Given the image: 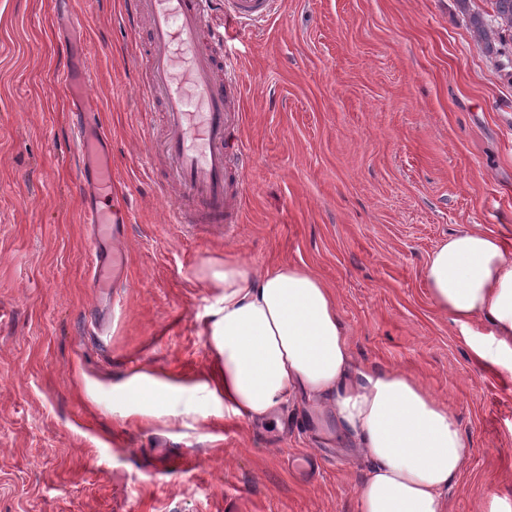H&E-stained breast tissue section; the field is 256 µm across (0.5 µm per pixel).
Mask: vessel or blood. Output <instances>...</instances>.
<instances>
[{
  "label": "vessel or blood",
  "mask_w": 512,
  "mask_h": 512,
  "mask_svg": "<svg viewBox=\"0 0 512 512\" xmlns=\"http://www.w3.org/2000/svg\"><path fill=\"white\" fill-rule=\"evenodd\" d=\"M277 0H224V20L216 22L212 0H131L130 20L150 19L149 43L141 64L140 86L146 107H161L167 130L163 150L175 166L178 190L190 203L171 210L173 224L231 226L241 220L246 152L230 154L226 144L242 115L233 105L238 93L234 74L225 72L218 53L227 30L272 16ZM91 68L67 72L65 83L75 111L88 102ZM79 183L92 202L87 211L97 233L111 229L117 217L112 198V160L104 149L106 134L92 123L76 131Z\"/></svg>",
  "instance_id": "b4317fda"
}]
</instances>
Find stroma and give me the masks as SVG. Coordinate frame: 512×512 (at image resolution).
I'll list each match as a JSON object with an SVG mask.
<instances>
[{
  "label": "stroma",
  "instance_id": "1",
  "mask_svg": "<svg viewBox=\"0 0 512 512\" xmlns=\"http://www.w3.org/2000/svg\"><path fill=\"white\" fill-rule=\"evenodd\" d=\"M489 0H279L230 32L250 162L240 224L169 223L161 108L141 105L146 22L78 0L90 94L127 194L121 287L90 285L54 0H0V512H357L369 468L327 416H233L205 386V330L231 251L307 266L352 358L448 401L467 454L447 512H512V379L432 304L430 253L456 231L512 236V71L468 27ZM157 407V418L134 408Z\"/></svg>",
  "mask_w": 512,
  "mask_h": 512
}]
</instances>
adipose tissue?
I'll use <instances>...</instances> for the list:
<instances>
[{
  "instance_id": "ef3b65f1",
  "label": "adipose tissue",
  "mask_w": 512,
  "mask_h": 512,
  "mask_svg": "<svg viewBox=\"0 0 512 512\" xmlns=\"http://www.w3.org/2000/svg\"><path fill=\"white\" fill-rule=\"evenodd\" d=\"M423 277L452 322L487 323L512 375V247L476 229L455 233L429 255ZM212 282L222 295L207 326L210 392L226 409L252 421L295 396L327 406L340 436L370 462L357 512H447L466 455L450 406L402 371L356 366L321 278L288 262L259 270L229 254Z\"/></svg>"
}]
</instances>
